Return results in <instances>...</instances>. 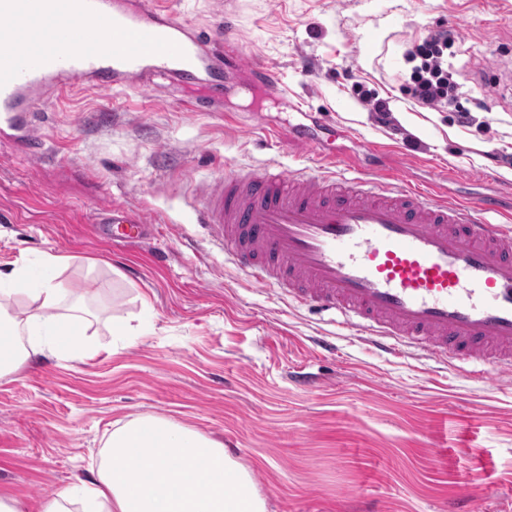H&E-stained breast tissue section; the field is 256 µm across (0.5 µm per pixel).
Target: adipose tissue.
I'll return each instance as SVG.
<instances>
[{"label":"adipose tissue","instance_id":"1","mask_svg":"<svg viewBox=\"0 0 512 512\" xmlns=\"http://www.w3.org/2000/svg\"><path fill=\"white\" fill-rule=\"evenodd\" d=\"M60 255L38 267L0 269V377L37 357L62 353L82 359L96 352L88 334L94 314L74 298L70 314L57 308L66 290L56 272ZM26 290L29 306L11 310ZM38 512H266L250 472L222 442L168 419L137 418L108 435L92 480L42 501Z\"/></svg>","mask_w":512,"mask_h":512}]
</instances>
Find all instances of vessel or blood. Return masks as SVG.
I'll return each mask as SVG.
<instances>
[{
    "label": "vessel or blood",
    "instance_id": "b4317fda",
    "mask_svg": "<svg viewBox=\"0 0 512 512\" xmlns=\"http://www.w3.org/2000/svg\"><path fill=\"white\" fill-rule=\"evenodd\" d=\"M240 68L287 95L277 68L245 57L229 12L206 30L164 0H0V119L34 160L44 154L39 107L78 86L199 85L188 109L206 113ZM320 160L312 172L247 170L205 184L193 221L253 283L340 314L377 351L413 347L512 377V212L494 195L458 202L434 184L348 178L342 159ZM97 221L122 226L128 243L147 232L123 202Z\"/></svg>",
    "mask_w": 512,
    "mask_h": 512
}]
</instances>
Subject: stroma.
I'll return each mask as SVG.
<instances>
[{"mask_svg": "<svg viewBox=\"0 0 512 512\" xmlns=\"http://www.w3.org/2000/svg\"><path fill=\"white\" fill-rule=\"evenodd\" d=\"M177 19L237 18L246 57L279 67L287 97L260 92L195 115L183 93L79 89L43 106L46 152L0 136V268L67 256L64 287L101 311L94 358L30 360L0 378V494L29 505L92 476L116 422L169 419L231 449L267 512H512V388L410 352L379 355L330 314L254 284L191 218L199 185L242 170L315 169L288 137L318 121L368 165L394 148L405 178H445L449 198L512 197V0H168ZM449 30L448 68L468 122L405 89L404 54ZM388 101L379 114L373 98ZM280 138L267 140L268 129ZM141 209L137 246L98 235L97 207ZM144 328L114 343L109 323ZM330 336L336 351L316 350ZM308 367L315 387L292 384Z\"/></svg>", "mask_w": 512, "mask_h": 512, "instance_id": "obj_1", "label": "stroma"}]
</instances>
